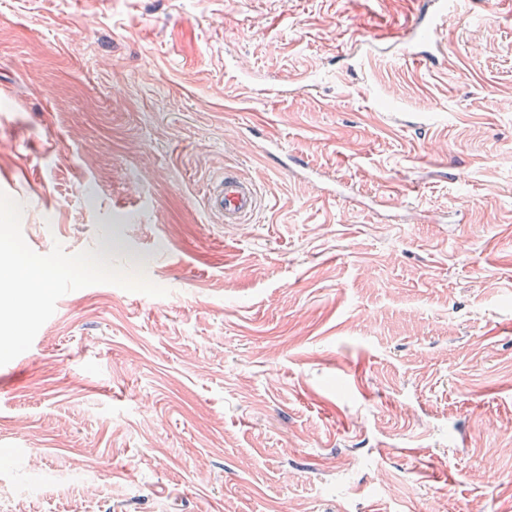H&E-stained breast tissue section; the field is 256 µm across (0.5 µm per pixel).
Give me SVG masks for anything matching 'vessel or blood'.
I'll list each match as a JSON object with an SVG mask.
<instances>
[{
	"label": "vessel or blood",
	"mask_w": 512,
	"mask_h": 512,
	"mask_svg": "<svg viewBox=\"0 0 512 512\" xmlns=\"http://www.w3.org/2000/svg\"><path fill=\"white\" fill-rule=\"evenodd\" d=\"M459 5L460 0H437L433 13L422 17L420 24L423 31L420 41L423 46L439 37L449 13L456 11ZM205 206L223 220L225 228L232 229L251 223L260 211L262 201L251 182L241 177L236 170L228 169L210 183Z\"/></svg>",
	"instance_id": "obj_1"
}]
</instances>
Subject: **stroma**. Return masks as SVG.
Returning <instances> with one entry per match:
<instances>
[{"mask_svg": "<svg viewBox=\"0 0 512 512\" xmlns=\"http://www.w3.org/2000/svg\"><path fill=\"white\" fill-rule=\"evenodd\" d=\"M429 2L0 0V512H512V0ZM459 0H440L431 2L435 6L433 13L426 17L423 16L420 21L413 25L414 28L424 26L422 30L420 45L431 42L434 38H438L442 30H444L445 21L448 18V13L457 11L460 5ZM205 206L224 221L225 228L232 229L251 223L262 208V201L251 182L235 169H224L208 186ZM0 288L3 299L16 307L41 298L51 282L42 265L15 259L6 230H0Z\"/></svg>", "mask_w": 512, "mask_h": 512, "instance_id": "stroma-1", "label": "stroma"}]
</instances>
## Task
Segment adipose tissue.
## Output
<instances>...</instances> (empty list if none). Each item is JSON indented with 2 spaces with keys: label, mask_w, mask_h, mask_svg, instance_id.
Segmentation results:
<instances>
[{
  "label": "adipose tissue",
  "mask_w": 512,
  "mask_h": 512,
  "mask_svg": "<svg viewBox=\"0 0 512 512\" xmlns=\"http://www.w3.org/2000/svg\"><path fill=\"white\" fill-rule=\"evenodd\" d=\"M51 282L42 265L15 259L5 230H0V288L6 301L22 306L41 298Z\"/></svg>",
  "instance_id": "obj_1"
}]
</instances>
